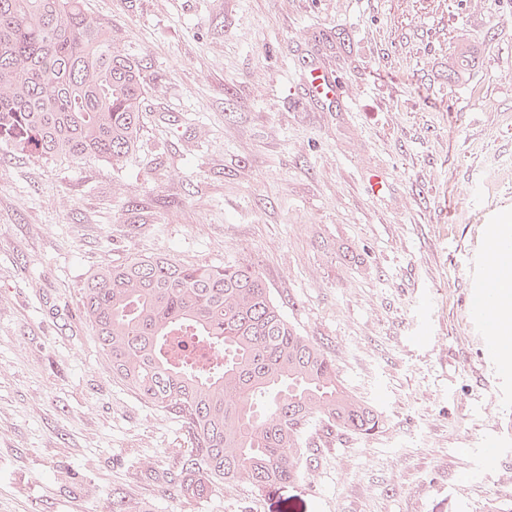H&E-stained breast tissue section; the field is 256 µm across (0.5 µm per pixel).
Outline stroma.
<instances>
[{
  "label": "stroma",
  "mask_w": 512,
  "mask_h": 512,
  "mask_svg": "<svg viewBox=\"0 0 512 512\" xmlns=\"http://www.w3.org/2000/svg\"><path fill=\"white\" fill-rule=\"evenodd\" d=\"M90 3L144 60V127L120 168L0 150V512H512V362L469 315L512 242V0ZM311 58L343 100L306 94ZM137 254L255 267L383 428L310 427L302 479L182 497L184 425L80 313Z\"/></svg>",
  "instance_id": "stroma-1"
}]
</instances>
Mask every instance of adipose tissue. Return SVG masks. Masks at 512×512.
Returning <instances> with one entry per match:
<instances>
[{
  "label": "adipose tissue",
  "mask_w": 512,
  "mask_h": 512,
  "mask_svg": "<svg viewBox=\"0 0 512 512\" xmlns=\"http://www.w3.org/2000/svg\"><path fill=\"white\" fill-rule=\"evenodd\" d=\"M493 272L489 277L488 290L493 307L490 323L501 338L499 348L504 358L512 359V249L492 250L490 253Z\"/></svg>",
  "instance_id": "adipose-tissue-1"
}]
</instances>
